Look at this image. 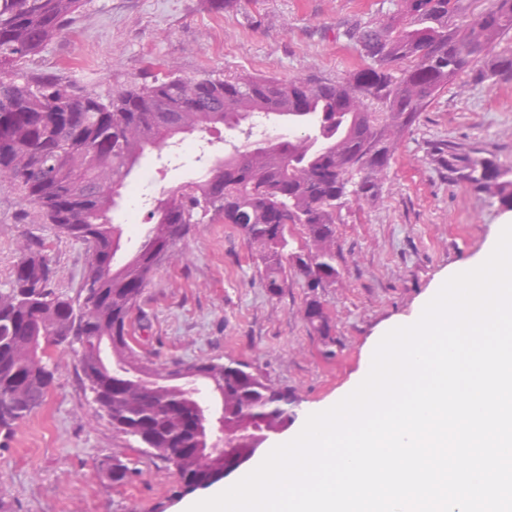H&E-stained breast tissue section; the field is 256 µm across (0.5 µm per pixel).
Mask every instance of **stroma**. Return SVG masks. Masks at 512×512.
Segmentation results:
<instances>
[{
	"label": "stroma",
	"instance_id": "obj_1",
	"mask_svg": "<svg viewBox=\"0 0 512 512\" xmlns=\"http://www.w3.org/2000/svg\"><path fill=\"white\" fill-rule=\"evenodd\" d=\"M396 0H93L68 35L49 41L12 78L54 76L100 96L174 71L209 75L319 77L340 80L366 62L345 37L355 24L385 19ZM196 147L148 153L146 202L166 198L193 172L244 134L217 128L194 134ZM461 146L512 168V79L462 73L402 138L380 197L349 200L336 212L335 283L321 289L332 341L304 316L307 290L292 268L278 294L265 286L258 250L230 224L192 228L175 256L153 272L132 315L143 362L234 360L269 383L295 391L305 419L335 401L363 371L382 331L409 320L448 271L476 258L512 212L496 198L448 177L434 159ZM44 246L54 288H79L87 268L83 243L45 223L7 183H0V288L22 245ZM43 406L11 433L0 432V498L12 512H183L189 501L171 466L117 432L98 411L67 347ZM135 473L116 485L112 459Z\"/></svg>",
	"mask_w": 512,
	"mask_h": 512
}]
</instances>
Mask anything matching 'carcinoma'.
I'll return each instance as SVG.
<instances>
[{"label": "carcinoma", "mask_w": 512, "mask_h": 512, "mask_svg": "<svg viewBox=\"0 0 512 512\" xmlns=\"http://www.w3.org/2000/svg\"><path fill=\"white\" fill-rule=\"evenodd\" d=\"M91 3L0 0V181L89 252L74 298L52 288L56 272L41 247L23 248L10 287L0 289V431L11 432L43 405L56 372L50 350L66 344L76 348L112 427L151 449L192 491L224 478V448H252L253 431L288 427L298 398L242 363L143 365L130 344L131 325L151 273L175 255L192 225L232 224L260 251L270 292H280L283 262L291 264L311 292L305 320L330 338L331 320L315 291L339 275L336 210L349 196L380 195L402 137L460 74L512 77V0H492L463 28L453 23L460 0H397L386 19L346 31L368 63L341 82L169 76L104 100L56 78L19 84L9 77L67 35ZM272 117L310 125L315 134L236 147L160 201L136 253L115 264L122 230L111 212L146 151ZM441 161L451 179L512 209L511 170L457 146ZM290 224L303 226L310 247L292 246ZM143 369L152 384L139 375ZM200 382L214 404L201 400ZM131 473L121 460L108 469L117 485Z\"/></svg>", "instance_id": "1"}]
</instances>
